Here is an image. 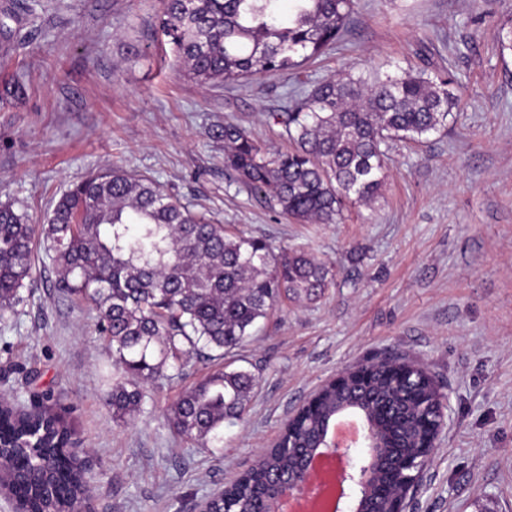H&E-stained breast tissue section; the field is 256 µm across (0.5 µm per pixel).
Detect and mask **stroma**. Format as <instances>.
<instances>
[{
	"mask_svg": "<svg viewBox=\"0 0 512 512\" xmlns=\"http://www.w3.org/2000/svg\"><path fill=\"white\" fill-rule=\"evenodd\" d=\"M0 203L33 219L67 187L118 166L150 177L214 222L332 267L313 303H284L230 355L257 388L218 441H182L178 396L222 360L194 358L146 385L140 412L112 420V352L91 302L59 293L49 259L0 316V394L40 402L76 431L94 475L90 512H195L269 448L328 379L377 354L404 355L450 398L407 512H512V0H356L339 47L298 69L203 88L172 64L162 0H0ZM413 68L451 80L447 128L392 143L374 206L338 224H297L224 166L225 121L269 151L301 83Z\"/></svg>",
	"mask_w": 512,
	"mask_h": 512,
	"instance_id": "obj_1",
	"label": "stroma"
}]
</instances>
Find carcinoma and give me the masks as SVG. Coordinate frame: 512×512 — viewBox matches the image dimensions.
<instances>
[{
  "label": "carcinoma",
  "mask_w": 512,
  "mask_h": 512,
  "mask_svg": "<svg viewBox=\"0 0 512 512\" xmlns=\"http://www.w3.org/2000/svg\"><path fill=\"white\" fill-rule=\"evenodd\" d=\"M353 10L354 0H288L286 12L282 0H164L159 28L184 74L205 87L325 55L341 41ZM457 106L449 82L423 70L371 79L345 73L288 98L279 114L288 152L272 154L244 127L224 123V164L284 216L336 224L347 203L381 195L389 142H424L446 128ZM40 244L59 273L58 291L98 310L117 370L109 402L118 424L140 410L146 383L182 371L192 354L241 346L282 298L314 302L332 283L331 270L310 254H276L261 239L229 233L155 180L120 168L73 183L41 224L0 204V313L19 301ZM393 370V361H383L367 386L352 379L326 388L278 446L211 503V512H256L274 481L299 468L346 404L371 409L383 433L387 457L364 508L390 512V490L408 480L396 461L423 452L439 416L419 375L394 381ZM255 387L247 370L211 373L171 406V424L186 442L216 440L224 422L247 410ZM73 433L50 410L0 409V454L28 475L12 490L21 512H75L87 501Z\"/></svg>",
  "instance_id": "carcinoma-1"
}]
</instances>
